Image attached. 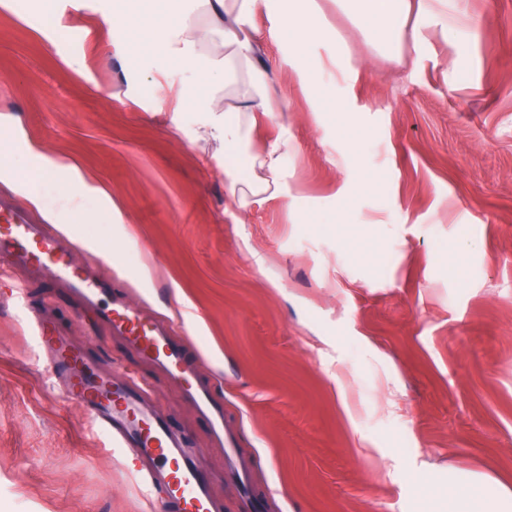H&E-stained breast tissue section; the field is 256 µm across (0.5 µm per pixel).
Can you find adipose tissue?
I'll return each instance as SVG.
<instances>
[{"label":"adipose tissue","mask_w":512,"mask_h":512,"mask_svg":"<svg viewBox=\"0 0 512 512\" xmlns=\"http://www.w3.org/2000/svg\"><path fill=\"white\" fill-rule=\"evenodd\" d=\"M268 0H201L205 20L173 6L161 10L132 9L115 13L114 21L129 28L133 36L127 44L129 55H138L144 47L159 49L194 68L195 83L179 92L181 103L195 106L205 115V141L229 146L239 144L257 114L279 111L269 92V75L258 67L255 56L263 38L254 19ZM357 20L366 22L371 33L390 45H398L401 25L414 19L412 41L422 48L431 28L448 18V0H344ZM313 0H288L281 15L296 52L316 39L327 38L323 26L313 19ZM223 90L216 99L215 90ZM287 143L278 139L251 158L253 178L241 182L231 174L229 192L241 209L274 197L279 190L281 159ZM55 171L65 173L59 206L65 215L80 217L81 200L94 188L78 166L61 162ZM442 496L432 512H512V487L480 473H460L451 468L440 480Z\"/></svg>","instance_id":"adipose-tissue-1"}]
</instances>
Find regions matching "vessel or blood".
<instances>
[{
  "label": "vessel or blood",
  "mask_w": 512,
  "mask_h": 512,
  "mask_svg": "<svg viewBox=\"0 0 512 512\" xmlns=\"http://www.w3.org/2000/svg\"><path fill=\"white\" fill-rule=\"evenodd\" d=\"M0 251L6 252L11 264L30 266L51 280L65 282L86 305L112 293V304L99 312V319L140 356L183 383L186 395L209 422L213 440L223 446L229 468L239 481H246L247 467L238 459L234 439L224 426V407L214 398L211 385L201 379L188 345L173 342L172 326L155 322L146 308L127 306L111 278L75 268L71 246L51 228L29 223L1 207ZM30 327L46 353L45 376L59 385L66 399L85 408L93 432L105 434L121 449L120 465L148 495L161 500L163 512H215L211 487L190 442L147 406L144 387L132 380L113 383L47 319L32 318Z\"/></svg>",
  "instance_id": "1"
}]
</instances>
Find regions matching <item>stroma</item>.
I'll list each match as a JSON object with an SVG mask.
<instances>
[{
  "instance_id": "35a3bbf8",
  "label": "stroma",
  "mask_w": 512,
  "mask_h": 512,
  "mask_svg": "<svg viewBox=\"0 0 512 512\" xmlns=\"http://www.w3.org/2000/svg\"><path fill=\"white\" fill-rule=\"evenodd\" d=\"M314 6L330 39L302 55L281 0L257 16L282 110L223 149L177 106L188 66L128 57L109 19L123 0L0 4V114L19 121L13 166L28 174L0 182V200L44 223L27 196L56 197L54 162L104 188L83 223L57 229L78 265L106 245L128 304L174 319L198 349L262 512H424L449 465L512 485V0H457L447 29L399 53L340 0ZM280 137L278 196L239 209L225 168L249 177ZM366 179L376 190L359 191ZM11 276L29 290L22 307L0 283V512H158L85 409L45 385L31 312L145 382L221 512H244L182 386L67 289Z\"/></svg>"
}]
</instances>
